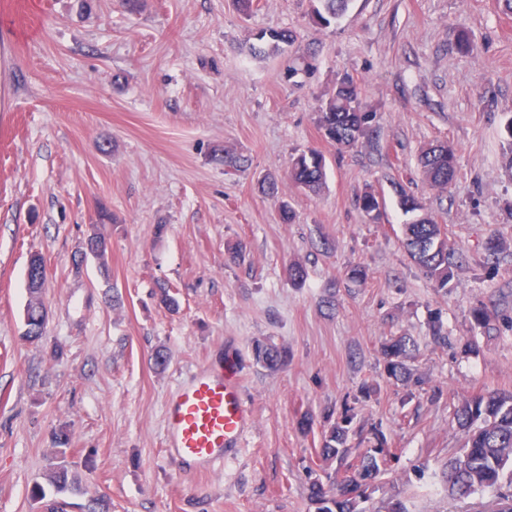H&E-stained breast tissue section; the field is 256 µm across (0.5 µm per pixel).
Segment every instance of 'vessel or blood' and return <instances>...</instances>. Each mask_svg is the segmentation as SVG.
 Returning a JSON list of instances; mask_svg holds the SVG:
<instances>
[{"instance_id":"obj_1","label":"vessel or blood","mask_w":512,"mask_h":512,"mask_svg":"<svg viewBox=\"0 0 512 512\" xmlns=\"http://www.w3.org/2000/svg\"><path fill=\"white\" fill-rule=\"evenodd\" d=\"M248 419L235 365L197 370L166 406L165 453L196 471H209L243 447Z\"/></svg>"}]
</instances>
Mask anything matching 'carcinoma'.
<instances>
[{
    "label": "carcinoma",
    "mask_w": 512,
    "mask_h": 512,
    "mask_svg": "<svg viewBox=\"0 0 512 512\" xmlns=\"http://www.w3.org/2000/svg\"><path fill=\"white\" fill-rule=\"evenodd\" d=\"M314 8L316 24L327 26L347 8L349 0H318ZM374 113L363 103L361 88L353 81L338 83L318 110L317 124L325 140L340 152L349 151L363 143L369 135ZM214 160L233 168H241L247 160L224 147L216 148ZM419 166L422 178L433 188L446 190L456 174V154L449 142H440L421 151ZM289 178L292 183L318 194L326 184V162L323 154L309 148L291 158ZM405 244L414 262L423 270L438 291L448 290L453 278L455 253L448 251V243L441 225L432 217L416 216L404 225ZM89 255L102 259L108 249L104 233L89 235ZM30 300L25 337L39 340L43 333L33 334L41 327L43 318L42 289L27 283ZM416 350L415 342L407 336H398L386 342L381 354L387 375L397 382H406L411 371L406 359ZM256 359L270 370H277L287 360L286 351L273 345H255ZM458 425L466 430L461 453L448 460L445 472L448 496L464 501L474 494L489 492L494 506L512 502V392H489L474 396L455 410ZM353 417L326 420L322 432L320 456L326 468L308 482L307 499L315 512H361L358 506L367 498L371 483L386 462L385 448L378 445L359 451L348 444ZM55 462L43 473V483L36 486L39 501L47 499L46 488L53 497L66 499L83 494L80 475L67 461L69 435L60 430L56 435Z\"/></svg>",
    "instance_id": "1"
}]
</instances>
